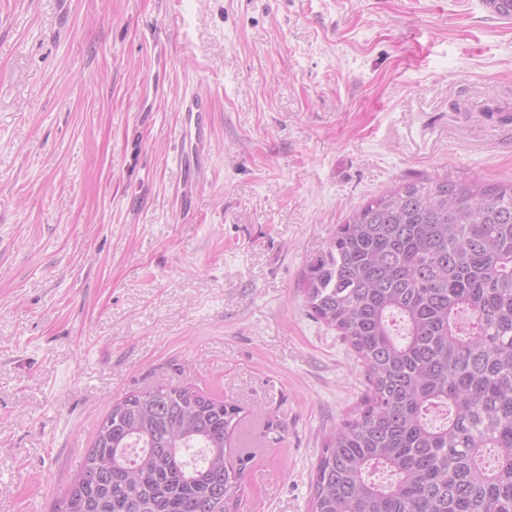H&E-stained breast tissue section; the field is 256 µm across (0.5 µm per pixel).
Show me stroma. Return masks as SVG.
<instances>
[{
    "label": "stroma",
    "mask_w": 512,
    "mask_h": 512,
    "mask_svg": "<svg viewBox=\"0 0 512 512\" xmlns=\"http://www.w3.org/2000/svg\"><path fill=\"white\" fill-rule=\"evenodd\" d=\"M506 114L483 0H0V512H62L113 400L186 382L240 409L241 512H307L366 383L304 273L386 187L512 181ZM183 138L177 157L186 162L187 157L199 160L206 151V124L208 116V100L189 96L182 100Z\"/></svg>",
    "instance_id": "35a3bbf8"
}]
</instances>
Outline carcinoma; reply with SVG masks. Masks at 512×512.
Listing matches in <instances>:
<instances>
[{"label": "carcinoma", "instance_id": "cac0c4a2", "mask_svg": "<svg viewBox=\"0 0 512 512\" xmlns=\"http://www.w3.org/2000/svg\"><path fill=\"white\" fill-rule=\"evenodd\" d=\"M304 286L368 383L324 443L310 512H512V184L387 190L338 225ZM238 414L190 383L125 394L65 512H239Z\"/></svg>", "mask_w": 512, "mask_h": 512}]
</instances>
